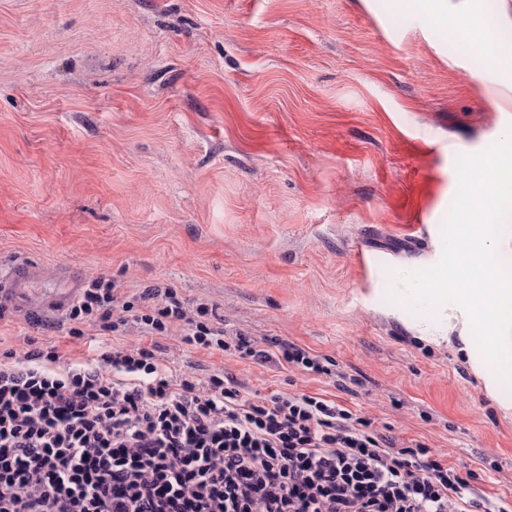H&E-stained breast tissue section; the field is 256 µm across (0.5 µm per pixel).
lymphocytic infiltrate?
Here are the masks:
<instances>
[{
  "label": "lymphocytic infiltrate",
  "instance_id": "lymphocytic-infiltrate-1",
  "mask_svg": "<svg viewBox=\"0 0 512 512\" xmlns=\"http://www.w3.org/2000/svg\"><path fill=\"white\" fill-rule=\"evenodd\" d=\"M175 291L121 293L91 276L70 336L115 337L58 368L56 346L0 352V512H512L471 474L321 394L249 393L229 374L172 373L161 341L325 375L323 358L266 349ZM139 338L123 344L129 326Z\"/></svg>",
  "mask_w": 512,
  "mask_h": 512
}]
</instances>
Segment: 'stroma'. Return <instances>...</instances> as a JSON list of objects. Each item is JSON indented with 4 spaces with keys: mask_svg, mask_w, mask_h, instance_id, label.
Here are the masks:
<instances>
[{
    "mask_svg": "<svg viewBox=\"0 0 512 512\" xmlns=\"http://www.w3.org/2000/svg\"><path fill=\"white\" fill-rule=\"evenodd\" d=\"M473 54L398 0H0V270L66 292L207 298L230 333L336 362L332 380L179 345L172 371L336 396L512 498V407L416 340L390 268L437 263L456 159L512 128ZM38 325H31V318ZM65 307L9 301L0 335L81 360Z\"/></svg>",
    "mask_w": 512,
    "mask_h": 512,
    "instance_id": "35a3bbf8",
    "label": "stroma"
}]
</instances>
